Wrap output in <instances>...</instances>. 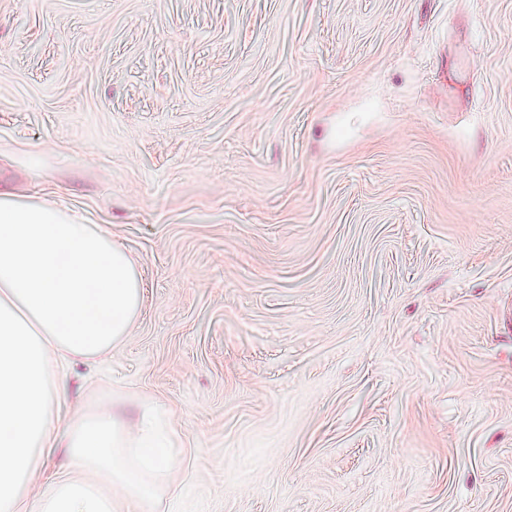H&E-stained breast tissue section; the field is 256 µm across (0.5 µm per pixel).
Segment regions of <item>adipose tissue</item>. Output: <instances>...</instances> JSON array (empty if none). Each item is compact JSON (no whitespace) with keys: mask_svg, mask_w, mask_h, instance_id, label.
<instances>
[{"mask_svg":"<svg viewBox=\"0 0 512 512\" xmlns=\"http://www.w3.org/2000/svg\"><path fill=\"white\" fill-rule=\"evenodd\" d=\"M141 280L107 231L68 209L0 195V512H157L177 444L162 415L133 434L109 412L72 420L68 357H108L131 334ZM67 446L70 469L37 504L35 467Z\"/></svg>","mask_w":512,"mask_h":512,"instance_id":"adipose-tissue-1","label":"adipose tissue"}]
</instances>
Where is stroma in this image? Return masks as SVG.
I'll return each mask as SVG.
<instances>
[{
    "label": "stroma",
    "mask_w": 512,
    "mask_h": 512,
    "mask_svg": "<svg viewBox=\"0 0 512 512\" xmlns=\"http://www.w3.org/2000/svg\"><path fill=\"white\" fill-rule=\"evenodd\" d=\"M135 260L60 401L160 512H512V0H0V194Z\"/></svg>",
    "instance_id": "35a3bbf8"
}]
</instances>
